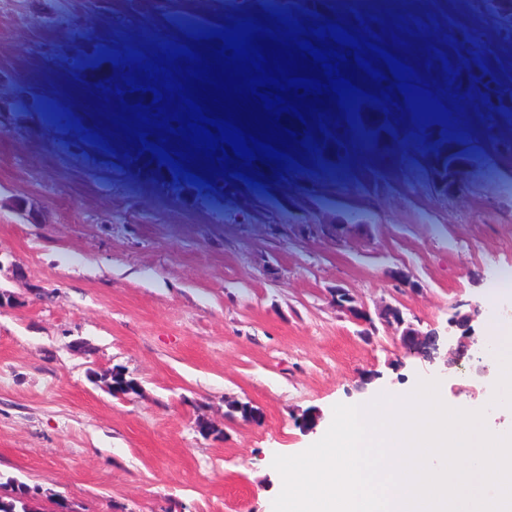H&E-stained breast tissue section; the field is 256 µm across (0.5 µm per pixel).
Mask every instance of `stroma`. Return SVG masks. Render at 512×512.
<instances>
[{
	"label": "stroma",
	"mask_w": 512,
	"mask_h": 512,
	"mask_svg": "<svg viewBox=\"0 0 512 512\" xmlns=\"http://www.w3.org/2000/svg\"><path fill=\"white\" fill-rule=\"evenodd\" d=\"M284 9L348 34L393 24L448 111L419 120L358 98L316 151L264 187L235 176L191 184L146 148L95 136L86 93L114 91L124 45L142 31L189 46L199 30ZM388 120L391 149L362 130ZM512 5L506 0H0V476L76 512H269L281 490L274 455L329 427L332 408L381 387L437 379L449 403L477 408L499 375L469 361L404 354L384 326L365 332L331 299L392 304L445 330L458 304L480 307L475 341L512 293ZM473 156L462 191L442 193L426 165L448 135ZM343 141L337 151L335 141ZM25 197L45 221L12 208ZM354 225L355 238L331 229ZM123 368L139 394L121 400L101 374ZM252 402L261 424L225 418ZM317 417L304 431V415ZM221 424L203 437L199 419Z\"/></svg>",
	"instance_id": "1"
}]
</instances>
